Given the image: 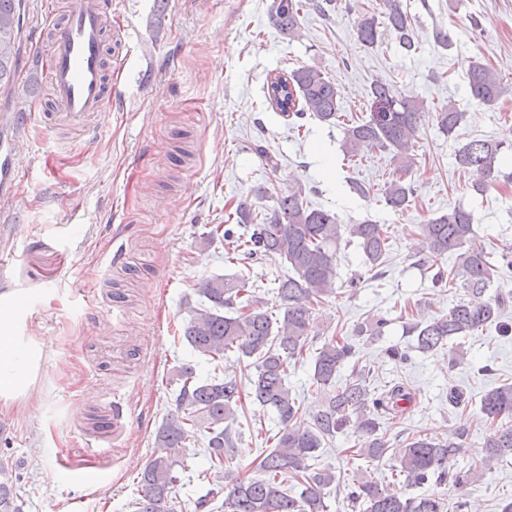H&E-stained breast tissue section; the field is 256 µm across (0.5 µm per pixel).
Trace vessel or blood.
<instances>
[{
	"instance_id": "vessel-or-blood-1",
	"label": "vessel or blood",
	"mask_w": 512,
	"mask_h": 512,
	"mask_svg": "<svg viewBox=\"0 0 512 512\" xmlns=\"http://www.w3.org/2000/svg\"><path fill=\"white\" fill-rule=\"evenodd\" d=\"M111 0H72L65 21L53 29L51 53L39 64L63 111L60 120L73 123L104 115L112 107V81L103 55L104 15ZM45 112H0V132L7 140L0 151V201H6L20 178L18 161L30 149L31 126H50Z\"/></svg>"
}]
</instances>
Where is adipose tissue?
<instances>
[{
    "mask_svg": "<svg viewBox=\"0 0 512 512\" xmlns=\"http://www.w3.org/2000/svg\"><path fill=\"white\" fill-rule=\"evenodd\" d=\"M43 345L27 333L22 302L15 293L0 294V406L25 404L35 386Z\"/></svg>",
    "mask_w": 512,
    "mask_h": 512,
    "instance_id": "1",
    "label": "adipose tissue"
}]
</instances>
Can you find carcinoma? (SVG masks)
<instances>
[{
  "mask_svg": "<svg viewBox=\"0 0 512 512\" xmlns=\"http://www.w3.org/2000/svg\"><path fill=\"white\" fill-rule=\"evenodd\" d=\"M335 7L336 0H275L272 21L281 34L293 38L300 30L302 10L325 16ZM380 7L386 28L396 34L399 46L408 53L417 52L420 44L400 0H380ZM25 9V0H0V89L13 82L21 57ZM381 36L376 16L358 21L357 38L363 46L375 47ZM467 81L470 99L478 105H493L503 93L498 74L480 62L471 65ZM266 88L271 107L298 129L304 127L305 120L331 125L341 118L335 85L312 66L279 72L267 78ZM370 94L369 118L343 127L344 155L353 159L363 147L387 150L398 172L405 174L415 163L423 101L398 92L384 79L372 82ZM463 116L452 102L435 113L439 129L448 135L456 132ZM502 151V144L491 139H472L457 149L455 162L474 177V193L481 195L498 181ZM305 191L300 183L289 187L260 220L252 205L241 201L234 212L236 224L216 226L206 233V241L211 243L219 236L246 259L267 256L287 262L288 274L278 279L275 287L282 316L272 314L265 309V302L251 297L240 303L236 315L226 316L224 309L235 305L245 284L222 277L197 283L198 295L210 306L189 310L181 337L194 351L210 358L213 375L202 380L190 366L177 369L181 387L176 412L157 432L154 453L140 473L137 512H170L180 450L197 431L207 434L209 470L220 477L224 463L238 452L224 422L244 407L245 397L253 405L273 409L282 428L274 436L273 448L260 459L258 475L239 480L226 495L224 512H327L324 496L336 483V474L330 467H318L317 458L320 449L348 426L361 440L357 455L380 462L389 451L387 440L378 434L380 418L407 410L414 394L403 383L381 394L373 392L362 372L336 388V376L355 355V346L343 337L325 343L314 358L311 381L322 399L315 415L302 421L288 388V367L303 359L313 328L314 303L334 288L341 244L357 242L370 272L387 261L390 249L384 225L370 219L341 224L336 214L313 207ZM383 194L388 207L403 212L410 207L415 189L399 177L385 185ZM475 223L474 212L457 205L415 227L426 245L420 263L438 268L434 285H454L459 279L461 287L473 296L456 302L443 314L417 310L407 326V332L416 336L418 351L446 347L453 366L464 358V351L454 344L456 339L493 325L505 334L512 332V325L502 319L503 299L478 301L500 275L512 271V246L495 255L488 252L475 236ZM448 253L455 255V265L445 271L439 268V260ZM385 326L386 320L379 318L359 325L353 335L380 336ZM229 353L236 356L243 377L224 374L221 363ZM480 411L491 431L483 456L453 479L459 495L458 512L470 508L469 488L496 462L512 455V384L489 390L481 399ZM463 437L457 432L442 440L418 434L403 442L397 463L406 485L419 487L442 479L448 456L464 448ZM12 472L8 460L1 459L0 512H20ZM290 480L302 487L300 493L288 490ZM348 498L354 504H365L366 512H443L442 498L436 493L407 497L365 475L355 480Z\"/></svg>",
  "mask_w": 512,
  "mask_h": 512,
  "instance_id": "1",
  "label": "carcinoma"
}]
</instances>
